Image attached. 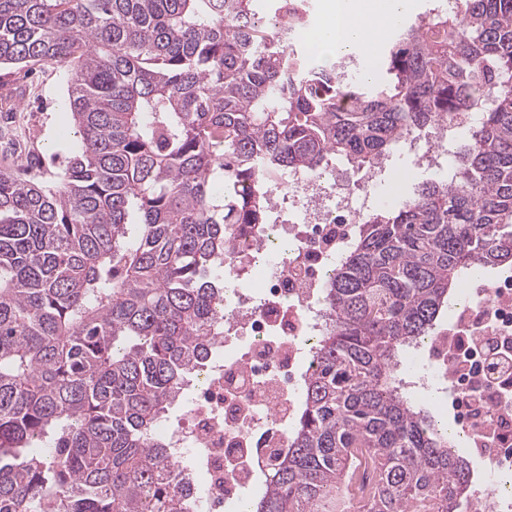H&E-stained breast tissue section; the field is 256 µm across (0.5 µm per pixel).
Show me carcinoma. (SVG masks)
<instances>
[{
	"label": "carcinoma",
	"mask_w": 512,
	"mask_h": 512,
	"mask_svg": "<svg viewBox=\"0 0 512 512\" xmlns=\"http://www.w3.org/2000/svg\"><path fill=\"white\" fill-rule=\"evenodd\" d=\"M404 22L380 80L276 39L253 0H0V64H56L80 136L60 186L0 171V512H186L157 416L224 314L226 243L277 174L370 168L480 113L446 178L359 224L334 328L250 512H465L474 475L401 390L462 276L512 261V0Z\"/></svg>",
	"instance_id": "cac0c4a2"
}]
</instances>
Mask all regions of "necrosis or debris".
<instances>
[{
  "label": "necrosis or debris",
  "mask_w": 512,
  "mask_h": 512,
  "mask_svg": "<svg viewBox=\"0 0 512 512\" xmlns=\"http://www.w3.org/2000/svg\"><path fill=\"white\" fill-rule=\"evenodd\" d=\"M369 209L364 187L335 171H293L271 190L266 224L225 249L224 317L199 374L183 386L182 415L162 416L154 428L188 512H224L262 490L268 452L287 447L303 381L316 367L315 343L328 320L321 289ZM450 307L454 328L416 348L423 364L409 366L406 385L443 398L466 389L472 411L488 403L485 417L457 420L468 445L486 448L470 501L512 512V496L501 490L512 446L498 440L501 424H512V383L477 369L484 347L512 357V276L464 288Z\"/></svg>",
  "instance_id": "necrosis-or-debris-1"
}]
</instances>
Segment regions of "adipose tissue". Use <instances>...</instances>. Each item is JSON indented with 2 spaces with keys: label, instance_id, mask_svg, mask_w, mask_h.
Here are the masks:
<instances>
[{
  "label": "adipose tissue",
  "instance_id": "obj_1",
  "mask_svg": "<svg viewBox=\"0 0 512 512\" xmlns=\"http://www.w3.org/2000/svg\"><path fill=\"white\" fill-rule=\"evenodd\" d=\"M413 7V0H325L307 39L320 58L376 53L381 39Z\"/></svg>",
  "mask_w": 512,
  "mask_h": 512
}]
</instances>
